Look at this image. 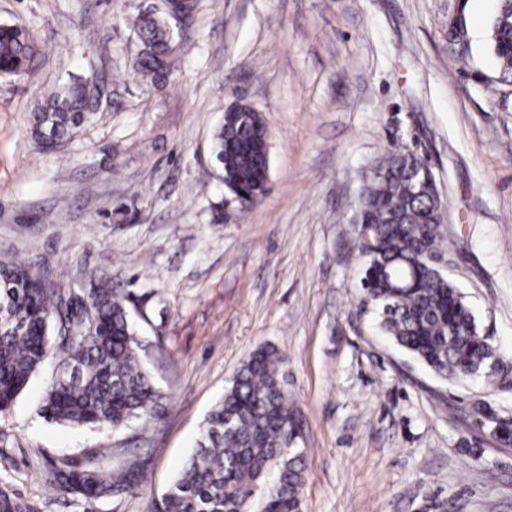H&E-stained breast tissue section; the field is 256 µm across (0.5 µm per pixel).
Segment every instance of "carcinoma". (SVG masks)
Wrapping results in <instances>:
<instances>
[{"label": "carcinoma", "instance_id": "carcinoma-1", "mask_svg": "<svg viewBox=\"0 0 512 512\" xmlns=\"http://www.w3.org/2000/svg\"><path fill=\"white\" fill-rule=\"evenodd\" d=\"M133 72L158 84L174 69L178 41L163 11L141 13ZM490 48L502 74H512V0H499ZM39 55L30 32L0 25V76L24 73ZM98 108L84 80L56 86L30 113L29 134L39 145L61 142L92 121ZM215 160L228 183L256 204L266 193L265 124L244 106L235 123L215 134ZM415 157L397 148L378 159L365 190L360 223L372 245L360 280L379 330L436 376L452 381L491 377L496 349L483 335L462 289L448 276V231L434 193L414 194ZM79 377L48 378L43 416L70 427L103 426L122 432L136 420L159 416L163 395L139 355V339L124 298L104 274L89 287L55 286L25 262L0 252V412L7 411L52 349ZM278 351L261 346L242 364L224 396L204 417L190 458L149 512H250L263 494L262 512H300L304 449L293 439L295 414L278 381ZM129 455L112 463L99 452L81 468L62 458L42 472L43 488L89 502L140 493L147 467ZM0 512H35L0 486Z\"/></svg>", "mask_w": 512, "mask_h": 512}]
</instances>
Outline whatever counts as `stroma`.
Here are the masks:
<instances>
[{
	"label": "stroma",
	"instance_id": "stroma-1",
	"mask_svg": "<svg viewBox=\"0 0 512 512\" xmlns=\"http://www.w3.org/2000/svg\"><path fill=\"white\" fill-rule=\"evenodd\" d=\"M161 0H0L41 52L0 80V250L64 288L106 273L157 388V419L115 433L47 421L41 370L0 413V485L38 512H148L203 419L259 346L304 421L302 512H512V80L498 0H198L159 85L129 68L133 23ZM96 78V118L51 150L28 133L58 78ZM260 113L269 189L230 202L211 152L233 102ZM425 152L461 286L497 348L492 379L437 378L360 307L352 224L361 175L397 145ZM151 452L140 494L46 498L41 473ZM512 0H499L491 22L490 48L502 74L512 75Z\"/></svg>",
	"mask_w": 512,
	"mask_h": 512
}]
</instances>
